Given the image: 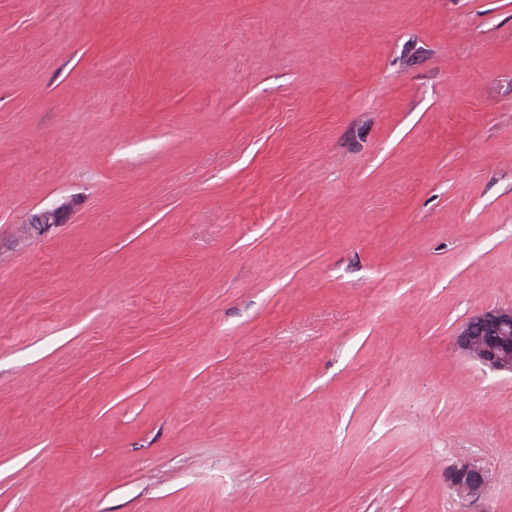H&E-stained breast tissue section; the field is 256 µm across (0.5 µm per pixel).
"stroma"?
<instances>
[{
    "mask_svg": "<svg viewBox=\"0 0 512 512\" xmlns=\"http://www.w3.org/2000/svg\"><path fill=\"white\" fill-rule=\"evenodd\" d=\"M494 306L512 0H0V512H512ZM69 210V204L42 209L30 218L28 224L45 233L58 224L66 223ZM455 344L467 359L495 372L512 373V307L472 314L459 329ZM448 483L462 501H476L488 490L486 470L475 462H463L448 470Z\"/></svg>",
    "mask_w": 512,
    "mask_h": 512,
    "instance_id": "1",
    "label": "stroma"
}]
</instances>
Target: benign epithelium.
Masks as SVG:
<instances>
[{
	"mask_svg": "<svg viewBox=\"0 0 512 512\" xmlns=\"http://www.w3.org/2000/svg\"><path fill=\"white\" fill-rule=\"evenodd\" d=\"M70 205L45 208L29 223L45 233L66 223ZM457 351L467 359L495 372L512 373V307L478 311L463 323L456 340ZM448 483L463 501L483 498L488 490L486 470L475 462H463L448 470Z\"/></svg>",
	"mask_w": 512,
	"mask_h": 512,
	"instance_id": "7a95c632",
	"label": "benign epithelium"
}]
</instances>
